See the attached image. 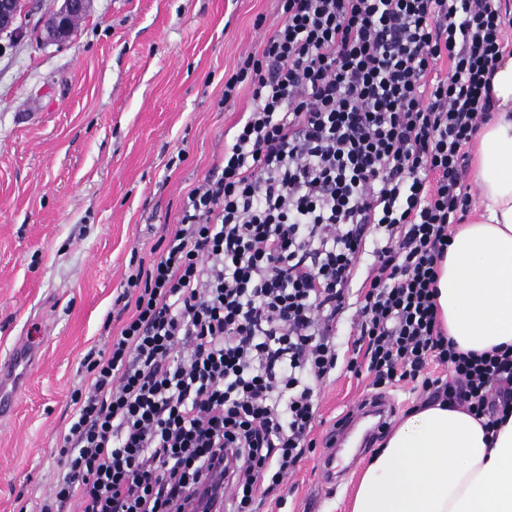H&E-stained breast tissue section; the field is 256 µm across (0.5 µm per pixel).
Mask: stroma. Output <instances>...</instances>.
Here are the masks:
<instances>
[{"label":"stroma","instance_id":"35a3bbf8","mask_svg":"<svg viewBox=\"0 0 512 512\" xmlns=\"http://www.w3.org/2000/svg\"><path fill=\"white\" fill-rule=\"evenodd\" d=\"M64 43L41 29L61 0H31L0 35V359L36 347L0 387V512L46 495L90 350L126 318L128 274L156 256L188 192L218 172L228 130L251 107L224 80L279 20L278 0H87ZM339 376L319 393L318 446L287 481L280 512H347L386 439L350 432L327 481L334 422L374 397Z\"/></svg>","mask_w":512,"mask_h":512}]
</instances>
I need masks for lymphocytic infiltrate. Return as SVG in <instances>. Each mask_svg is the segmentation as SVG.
Returning <instances> with one entry per match:
<instances>
[{"instance_id": "f902f5d3", "label": "lymphocytic infiltrate", "mask_w": 512, "mask_h": 512, "mask_svg": "<svg viewBox=\"0 0 512 512\" xmlns=\"http://www.w3.org/2000/svg\"><path fill=\"white\" fill-rule=\"evenodd\" d=\"M503 49L502 0H279L224 82L228 101L249 83L252 105L221 174L127 277L128 316L83 363L34 512L282 504L340 369L376 389L420 382L488 430L506 419L512 349L459 351L436 304Z\"/></svg>"}]
</instances>
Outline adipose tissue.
Here are the masks:
<instances>
[{
	"label": "adipose tissue",
	"mask_w": 512,
	"mask_h": 512,
	"mask_svg": "<svg viewBox=\"0 0 512 512\" xmlns=\"http://www.w3.org/2000/svg\"><path fill=\"white\" fill-rule=\"evenodd\" d=\"M494 115L480 130V198L439 265L436 303L460 351L512 345V51L491 79ZM350 512H512V415L496 436L448 403L402 416L359 478Z\"/></svg>",
	"instance_id": "obj_1"
}]
</instances>
